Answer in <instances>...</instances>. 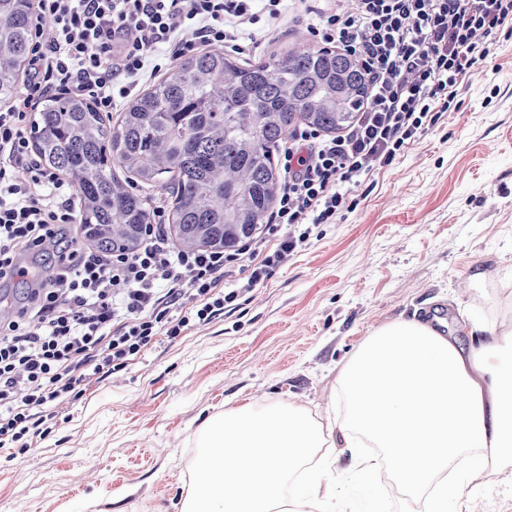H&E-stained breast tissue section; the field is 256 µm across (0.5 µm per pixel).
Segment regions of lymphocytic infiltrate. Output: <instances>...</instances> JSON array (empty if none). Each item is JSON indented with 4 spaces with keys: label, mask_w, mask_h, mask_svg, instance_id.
Here are the masks:
<instances>
[{
    "label": "lymphocytic infiltrate",
    "mask_w": 512,
    "mask_h": 512,
    "mask_svg": "<svg viewBox=\"0 0 512 512\" xmlns=\"http://www.w3.org/2000/svg\"><path fill=\"white\" fill-rule=\"evenodd\" d=\"M36 0L49 38L35 37L28 80L0 112V283L29 279L28 304L0 322V449L46 438L78 386L123 368L158 337L223 315L264 284L351 197L454 102L462 78L512 29V0H298L317 43L354 59L367 81L355 121L336 136L297 129L280 148L285 172L267 224L231 251L175 249L162 209L131 252L66 244L78 221L70 186L34 155L27 117L52 92L108 112L140 83L202 47L247 55L287 0ZM288 233H281V226ZM52 252L30 276L27 252Z\"/></svg>",
    "instance_id": "lymphocytic-infiltrate-1"
}]
</instances>
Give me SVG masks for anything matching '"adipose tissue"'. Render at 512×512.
<instances>
[{"mask_svg":"<svg viewBox=\"0 0 512 512\" xmlns=\"http://www.w3.org/2000/svg\"><path fill=\"white\" fill-rule=\"evenodd\" d=\"M458 328L483 343L417 318L365 336L338 374L343 421L295 398L214 414L180 512H349L352 482L383 471L424 512H460L469 490L511 500L512 326ZM335 448L350 459L340 474Z\"/></svg>","mask_w":512,"mask_h":512,"instance_id":"ef3b65f1","label":"adipose tissue"}]
</instances>
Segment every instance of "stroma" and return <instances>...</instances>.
<instances>
[{
	"label": "stroma",
	"instance_id": "35a3bbf8",
	"mask_svg": "<svg viewBox=\"0 0 512 512\" xmlns=\"http://www.w3.org/2000/svg\"><path fill=\"white\" fill-rule=\"evenodd\" d=\"M310 44L305 24L286 17L258 57ZM456 100L354 188V211L321 225L237 308L87 388L35 448L0 451V512H179L208 416L245 398L324 406L363 338L396 319L511 321V35ZM477 270L484 284L459 297Z\"/></svg>",
	"mask_w": 512,
	"mask_h": 512
}]
</instances>
